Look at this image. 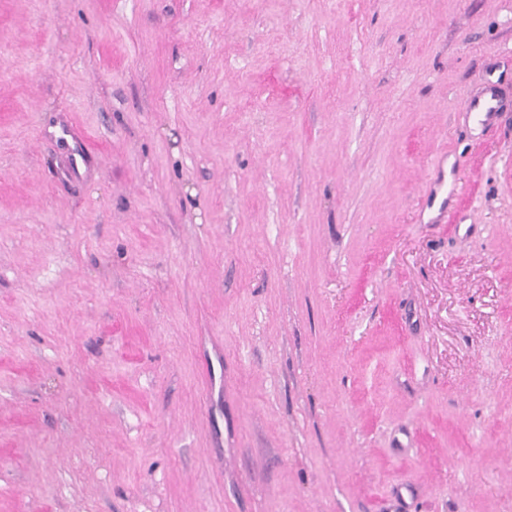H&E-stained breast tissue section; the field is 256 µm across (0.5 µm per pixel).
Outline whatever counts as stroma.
<instances>
[{"label":"stroma","mask_w":512,"mask_h":512,"mask_svg":"<svg viewBox=\"0 0 512 512\" xmlns=\"http://www.w3.org/2000/svg\"><path fill=\"white\" fill-rule=\"evenodd\" d=\"M512 0H0V512H512ZM501 108L502 101L497 90V82L493 81L487 83L480 97L471 98L466 104L467 112L482 116L486 121L500 112Z\"/></svg>","instance_id":"obj_1"}]
</instances>
